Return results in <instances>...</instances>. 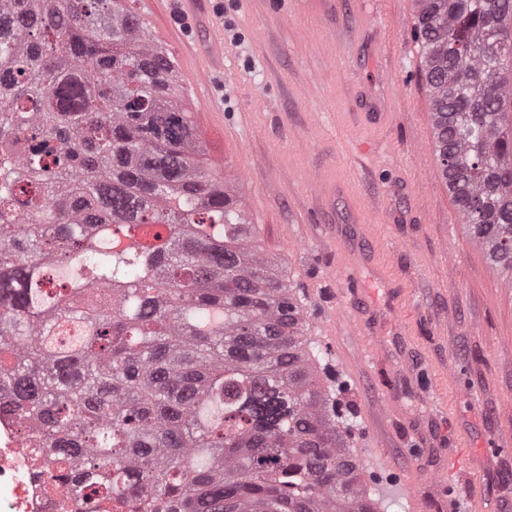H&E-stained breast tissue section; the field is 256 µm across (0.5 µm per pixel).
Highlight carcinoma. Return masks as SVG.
Returning a JSON list of instances; mask_svg holds the SVG:
<instances>
[{
    "label": "carcinoma",
    "mask_w": 512,
    "mask_h": 512,
    "mask_svg": "<svg viewBox=\"0 0 512 512\" xmlns=\"http://www.w3.org/2000/svg\"><path fill=\"white\" fill-rule=\"evenodd\" d=\"M433 149L512 288V0H417ZM0 409L73 512H376L305 303L132 0H0Z\"/></svg>",
    "instance_id": "carcinoma-1"
}]
</instances>
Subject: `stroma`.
I'll return each instance as SVG.
<instances>
[{
  "label": "stroma",
  "instance_id": "1",
  "mask_svg": "<svg viewBox=\"0 0 512 512\" xmlns=\"http://www.w3.org/2000/svg\"><path fill=\"white\" fill-rule=\"evenodd\" d=\"M134 7L335 353L363 473L411 478L422 512H448L436 477L457 448L477 476L454 487L459 512H512V288L440 176L415 0Z\"/></svg>",
  "mask_w": 512,
  "mask_h": 512
}]
</instances>
